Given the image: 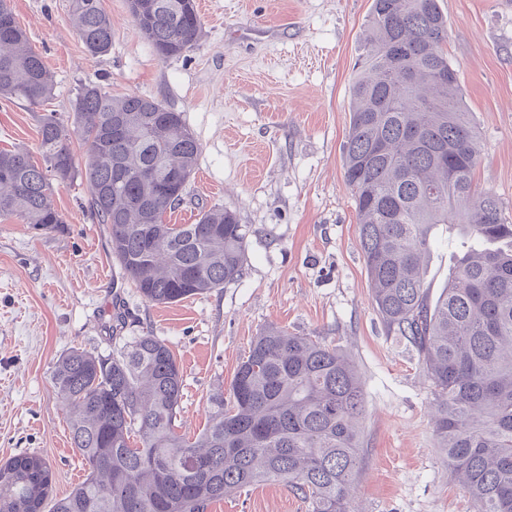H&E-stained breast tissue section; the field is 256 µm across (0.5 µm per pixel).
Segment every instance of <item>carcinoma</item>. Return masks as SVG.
I'll list each match as a JSON object with an SVG mask.
<instances>
[{
  "instance_id": "carcinoma-1",
  "label": "carcinoma",
  "mask_w": 512,
  "mask_h": 512,
  "mask_svg": "<svg viewBox=\"0 0 512 512\" xmlns=\"http://www.w3.org/2000/svg\"><path fill=\"white\" fill-rule=\"evenodd\" d=\"M142 35L162 57L193 48L194 0H129ZM72 19L93 57L112 47L100 0H72ZM438 0H372L356 76L344 177L376 311L418 349L432 383L435 431L448 471L478 512H512V224L473 175L482 146L457 71L444 50ZM53 80L0 0V98L36 108ZM45 166L22 149L0 151V219L44 232L65 223L53 183L85 177L90 210L110 230L112 257L141 297L171 304L242 278L247 229L222 208L194 224H168L201 151L182 113L156 99L79 88L74 120L44 114ZM85 146L84 170L69 143ZM458 228L463 251L430 302L424 279L432 232ZM51 382L87 476L51 497L38 455L0 464V512H208L249 487L285 482L308 512H352L361 457L362 380L335 347L266 328L229 388L209 398L205 428L176 430L182 374L171 348L145 333L108 356L74 348Z\"/></svg>"
}]
</instances>
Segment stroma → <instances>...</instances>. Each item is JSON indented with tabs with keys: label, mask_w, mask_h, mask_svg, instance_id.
<instances>
[{
	"label": "stroma",
	"mask_w": 512,
	"mask_h": 512,
	"mask_svg": "<svg viewBox=\"0 0 512 512\" xmlns=\"http://www.w3.org/2000/svg\"><path fill=\"white\" fill-rule=\"evenodd\" d=\"M71 0H10L54 81L46 111L68 120L77 90L161 100L182 113L201 153L170 224L195 223L220 206L248 230L241 279L173 304L146 302L123 279L107 225L89 208L86 181L55 186L61 230L0 220V462L46 458L54 496L85 478L51 384L71 348L112 353V315L123 333L150 331L183 376L176 424L193 435L207 399L228 390L254 336L276 327L335 346L357 368L366 397L359 422L363 472L356 512H476L448 471L434 433L431 383L417 348L389 332L372 302L355 202L344 177L352 67L371 0H195L202 30L181 55L160 57L127 0H100L112 48L88 54ZM448 58L483 151L478 190L492 192L512 223V0H439ZM40 114L0 99V149L41 161ZM455 230L438 225L426 277L430 298L448 282ZM210 512H307L286 484L249 488Z\"/></svg>",
	"instance_id": "obj_1"
}]
</instances>
